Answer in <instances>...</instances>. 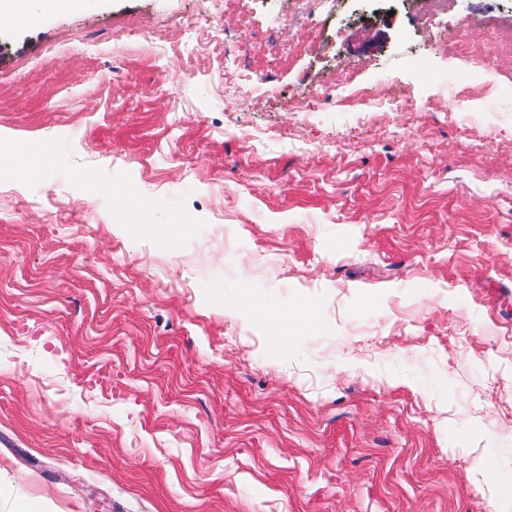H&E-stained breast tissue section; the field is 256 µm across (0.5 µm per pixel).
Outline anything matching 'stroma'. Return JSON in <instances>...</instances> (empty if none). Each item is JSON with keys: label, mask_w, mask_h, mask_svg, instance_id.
I'll return each instance as SVG.
<instances>
[{"label": "stroma", "mask_w": 512, "mask_h": 512, "mask_svg": "<svg viewBox=\"0 0 512 512\" xmlns=\"http://www.w3.org/2000/svg\"><path fill=\"white\" fill-rule=\"evenodd\" d=\"M423 6L0 19V512H512V0ZM7 161L8 175L17 181L29 179L40 167L41 157L28 144L19 141L0 143L1 172Z\"/></svg>", "instance_id": "35a3bbf8"}]
</instances>
